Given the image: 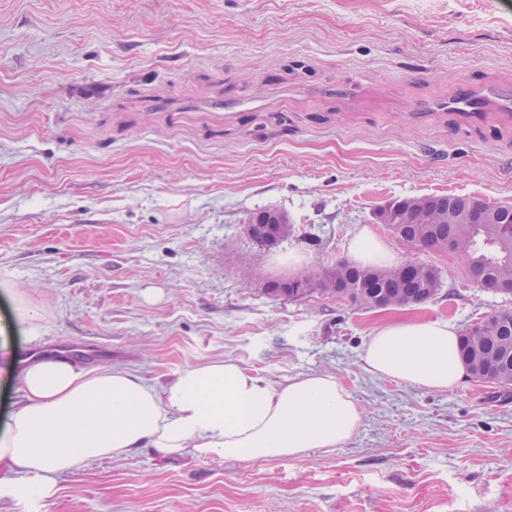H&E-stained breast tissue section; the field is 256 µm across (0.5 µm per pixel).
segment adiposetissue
I'll use <instances>...</instances> for the list:
<instances>
[{"instance_id":"1","label":"adipose tissue","mask_w":512,"mask_h":512,"mask_svg":"<svg viewBox=\"0 0 512 512\" xmlns=\"http://www.w3.org/2000/svg\"><path fill=\"white\" fill-rule=\"evenodd\" d=\"M351 262L391 264L395 254L369 230L348 242ZM456 326L445 320H405L373 330L364 363L368 372L445 390L465 376ZM0 382L16 387L20 403L0 421V464L22 471L30 499L48 491L46 476L139 448L162 455L191 450L230 459L299 457L333 448L357 430L362 410L336 377L308 374L272 385L227 357L190 366L163 385L131 370L86 371L46 356L24 368H0Z\"/></svg>"}]
</instances>
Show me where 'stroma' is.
<instances>
[{
    "label": "stroma",
    "mask_w": 512,
    "mask_h": 512,
    "mask_svg": "<svg viewBox=\"0 0 512 512\" xmlns=\"http://www.w3.org/2000/svg\"><path fill=\"white\" fill-rule=\"evenodd\" d=\"M467 81L512 90V0H0V283L45 316L14 354L151 384L228 356L275 385L332 374L363 410L328 450L142 448L33 502L0 493V512H512V391L363 361L380 324L512 310L463 258L407 252L371 215L432 194L512 205V111L449 109ZM263 206L294 226L272 251L243 229ZM365 228L439 268L433 300L262 292L289 256L330 266Z\"/></svg>",
    "instance_id": "35a3bbf8"
}]
</instances>
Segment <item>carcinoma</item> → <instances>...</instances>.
Segmentation results:
<instances>
[{
    "label": "carcinoma",
    "instance_id": "obj_1",
    "mask_svg": "<svg viewBox=\"0 0 512 512\" xmlns=\"http://www.w3.org/2000/svg\"><path fill=\"white\" fill-rule=\"evenodd\" d=\"M477 199L470 196L425 195L397 201L396 213L404 214L416 206L419 219L393 221L401 241L418 248L433 250L441 240L460 248L466 260L471 282L501 294H512V206H492L493 224H452L448 215L469 214ZM482 239L486 250L474 251L476 239ZM336 271L338 289L355 290L354 301L368 308L392 295L395 305H420L436 296L434 289L442 287L441 271L429 264L419 272L404 278L392 267H359L339 260ZM459 355L469 373L477 378L507 389L512 386V310L487 315L480 332H463L459 338Z\"/></svg>",
    "mask_w": 512,
    "mask_h": 512
}]
</instances>
